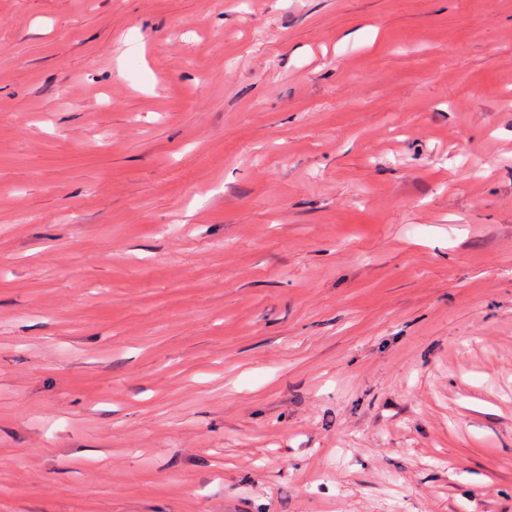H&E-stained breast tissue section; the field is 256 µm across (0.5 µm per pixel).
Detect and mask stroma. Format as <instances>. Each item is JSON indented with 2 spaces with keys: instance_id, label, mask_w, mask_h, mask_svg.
<instances>
[{
  "instance_id": "35a3bbf8",
  "label": "stroma",
  "mask_w": 512,
  "mask_h": 512,
  "mask_svg": "<svg viewBox=\"0 0 512 512\" xmlns=\"http://www.w3.org/2000/svg\"><path fill=\"white\" fill-rule=\"evenodd\" d=\"M0 512H512V0H0Z\"/></svg>"
}]
</instances>
